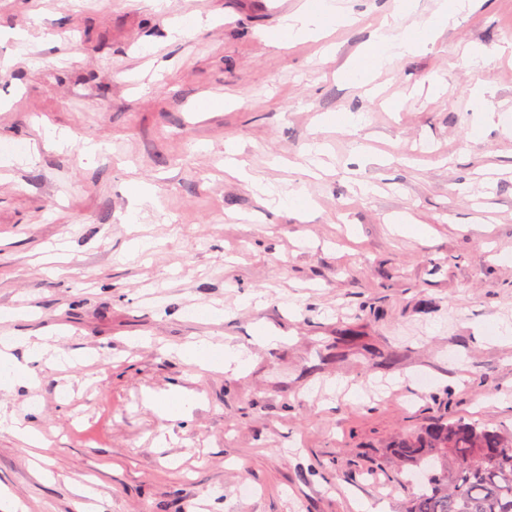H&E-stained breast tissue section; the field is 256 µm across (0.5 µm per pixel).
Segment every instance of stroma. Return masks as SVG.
<instances>
[{
    "label": "stroma",
    "instance_id": "stroma-1",
    "mask_svg": "<svg viewBox=\"0 0 512 512\" xmlns=\"http://www.w3.org/2000/svg\"><path fill=\"white\" fill-rule=\"evenodd\" d=\"M304 2L0 0V337L84 358L0 390L49 445L0 433L23 512L87 486L106 512H403L398 437L512 432V0L440 29L415 0L422 46L365 81L393 0L265 40ZM297 189L305 219L270 202ZM262 330L236 379L171 352ZM175 385L196 404L169 421L146 396Z\"/></svg>",
    "mask_w": 512,
    "mask_h": 512
}]
</instances>
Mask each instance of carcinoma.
I'll return each instance as SVG.
<instances>
[{"mask_svg":"<svg viewBox=\"0 0 512 512\" xmlns=\"http://www.w3.org/2000/svg\"><path fill=\"white\" fill-rule=\"evenodd\" d=\"M419 475L405 512H512V434L437 420L396 447Z\"/></svg>","mask_w":512,"mask_h":512,"instance_id":"cac0c4a2","label":"carcinoma"}]
</instances>
